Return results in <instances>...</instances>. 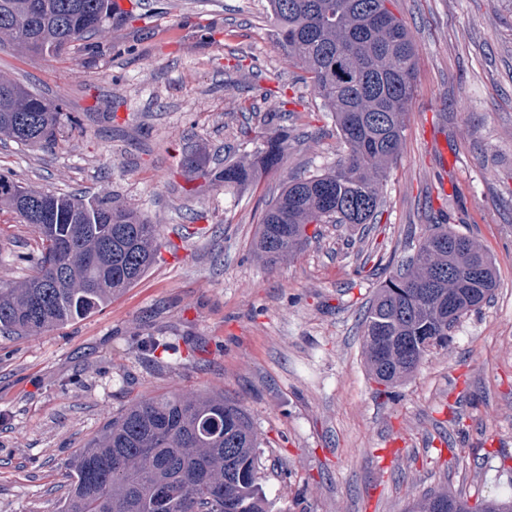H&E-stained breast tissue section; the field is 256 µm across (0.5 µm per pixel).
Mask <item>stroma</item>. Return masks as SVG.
<instances>
[{
	"instance_id": "stroma-1",
	"label": "stroma",
	"mask_w": 512,
	"mask_h": 512,
	"mask_svg": "<svg viewBox=\"0 0 512 512\" xmlns=\"http://www.w3.org/2000/svg\"><path fill=\"white\" fill-rule=\"evenodd\" d=\"M105 38L64 55L0 40V78L76 116L54 148L0 140V173L51 193L103 194L160 225L133 288L37 336L0 333V512H60L69 462L143 397L221 392L261 442L272 512H410L432 492L512 497V0H397L417 50L400 154L374 228L321 224L277 263L253 250L290 176L345 148L306 73L273 35L267 0H123ZM287 100L282 167L224 188L200 168L250 161ZM492 257L491 301L411 378L381 393L359 322L427 225ZM36 235L0 210V284L24 278ZM172 353L145 350L148 341Z\"/></svg>"
}]
</instances>
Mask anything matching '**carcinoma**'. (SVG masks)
<instances>
[{"instance_id": "1", "label": "carcinoma", "mask_w": 512, "mask_h": 512, "mask_svg": "<svg viewBox=\"0 0 512 512\" xmlns=\"http://www.w3.org/2000/svg\"><path fill=\"white\" fill-rule=\"evenodd\" d=\"M277 43L308 75L332 112L346 155L336 167L292 178L263 213L254 251L273 263L309 240L310 224H376L380 186L402 141L414 95L416 50L392 0H267ZM114 0H0V35L34 54L55 56L89 36L103 37ZM59 106L0 78V137L48 147ZM274 132L245 165L224 156L226 187L255 181L287 155ZM0 207L33 225L40 245L30 273L0 286V332L38 335L103 309L151 267L160 228L105 194L90 202L23 187L0 174ZM69 242L61 252L58 243ZM488 252L446 224H430L416 254L387 277L362 321L366 368L393 388L431 348L448 341L464 315L492 299ZM260 442L241 406L222 393L167 394L132 403L75 454L60 512H211L215 491L233 493L228 512H269L259 483ZM512 512V499L471 507L446 492L422 512Z\"/></svg>"}]
</instances>
